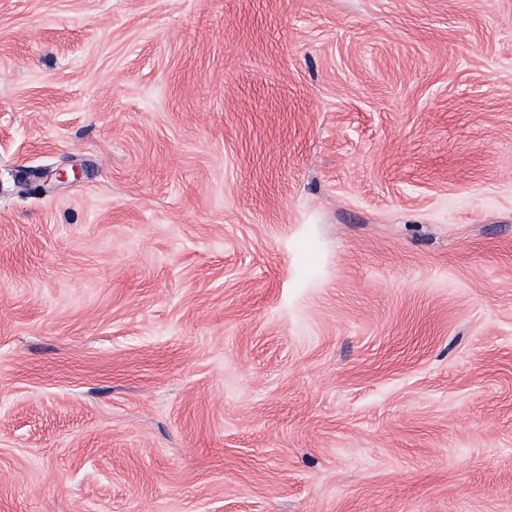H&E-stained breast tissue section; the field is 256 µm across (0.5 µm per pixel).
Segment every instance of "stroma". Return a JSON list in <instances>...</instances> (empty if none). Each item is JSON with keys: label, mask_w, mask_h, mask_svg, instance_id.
Masks as SVG:
<instances>
[{"label": "stroma", "mask_w": 512, "mask_h": 512, "mask_svg": "<svg viewBox=\"0 0 512 512\" xmlns=\"http://www.w3.org/2000/svg\"><path fill=\"white\" fill-rule=\"evenodd\" d=\"M0 512H512V0H0Z\"/></svg>", "instance_id": "1"}]
</instances>
